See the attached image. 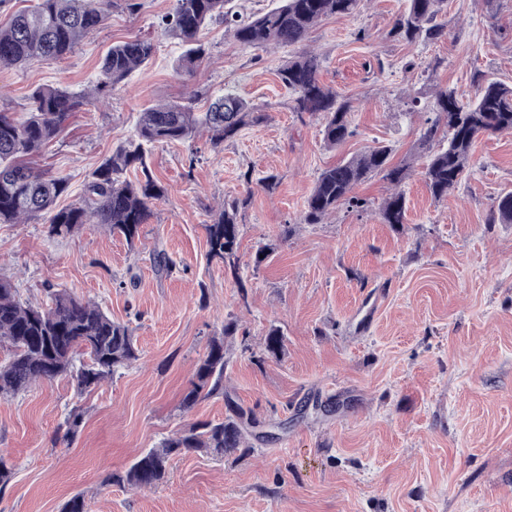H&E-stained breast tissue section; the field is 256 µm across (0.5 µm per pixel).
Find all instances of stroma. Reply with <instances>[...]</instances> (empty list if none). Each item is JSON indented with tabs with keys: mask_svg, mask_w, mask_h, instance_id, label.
I'll use <instances>...</instances> for the list:
<instances>
[{
	"mask_svg": "<svg viewBox=\"0 0 512 512\" xmlns=\"http://www.w3.org/2000/svg\"><path fill=\"white\" fill-rule=\"evenodd\" d=\"M140 3L134 15L112 9L65 59L0 68V110L20 118L36 87L93 90L112 45L156 46L32 157L68 179L59 206L81 201L147 107L192 95L201 112L231 92L267 118L216 149L204 135L153 147L148 163L168 193L135 244L89 224L66 239L50 237L41 219L0 224V279L33 303L64 288L100 304L131 325L139 352L85 390L63 376L0 397V454L14 468L0 512H59L78 492L89 512H512V224L488 221L497 197L512 191V133L478 139L470 173L441 200L416 150L436 89L472 99L477 71L512 85V0H448V37L432 44L390 37L407 0H363L353 16L323 19L305 42L265 49L240 44L217 19L201 33L209 56L189 72L177 68L183 45L159 25L174 0ZM304 51L319 56L322 82L352 104L356 133L333 149L320 120L298 118L278 77ZM380 145L391 147L392 163L412 167L403 229L379 219L390 190L379 174L356 189L365 210L303 223L318 173ZM248 173L279 183L254 188L239 211L234 274L208 261L205 226L241 196ZM263 244L275 250L257 269ZM160 253L173 273H158ZM230 317L239 330L226 343L227 386L287 430L245 455L175 457L152 487L105 485L174 431L223 420V398L188 411L181 400ZM273 326L286 350L256 363ZM318 402L338 409L310 412ZM74 411L82 424L68 438Z\"/></svg>",
	"mask_w": 512,
	"mask_h": 512,
	"instance_id": "stroma-1",
	"label": "stroma"
}]
</instances>
